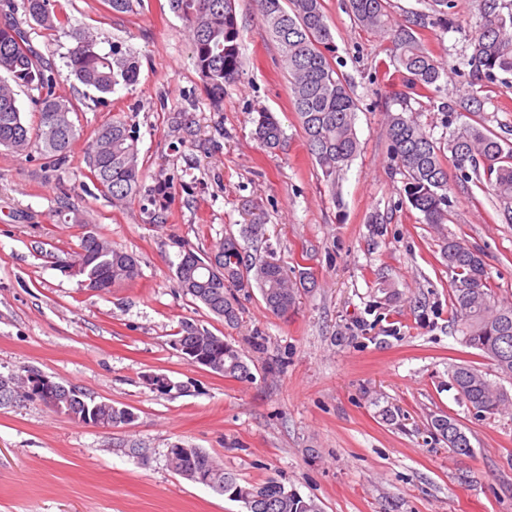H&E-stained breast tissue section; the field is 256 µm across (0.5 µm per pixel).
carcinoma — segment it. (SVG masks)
<instances>
[{
	"label": "carcinoma",
	"instance_id": "1",
	"mask_svg": "<svg viewBox=\"0 0 512 512\" xmlns=\"http://www.w3.org/2000/svg\"><path fill=\"white\" fill-rule=\"evenodd\" d=\"M170 10L185 23L191 37V52L204 89L212 102L224 99V87L233 83L242 67L240 30L234 0H168ZM484 22L474 37L468 60L479 80L498 71L512 72V13L500 11L499 0H477ZM264 31L280 50L291 75L293 105L300 119L309 153L326 181L336 185L359 151L355 129L357 103L350 84L332 63L333 40L326 21L324 0H256ZM347 11L362 27L379 36H390L394 61L410 76L413 86L428 91L438 86L442 73L424 50L416 29L420 22H392L389 0H346ZM8 13L0 22V146L29 155L37 152L43 165L54 168L62 163L77 138L71 119L75 107L56 92V75L31 43L29 31L14 19L22 10L26 20L44 31H54L66 20L54 10L52 0H21L7 3ZM76 46L67 55L69 75L105 97L121 83L133 85L139 75V61L112 47L103 54L97 37L75 34ZM37 91L32 99L39 113L36 129H31L21 112L17 88ZM255 136L268 149H276L283 130L270 112L253 118ZM387 135L392 157L403 175V193L411 207L427 224L448 221L447 164L484 183L508 223H512V146L500 136L487 134L468 122L456 126L447 146L438 145L420 124L404 111L388 113ZM88 178L112 204H124L141 194L143 171L131 125L120 117L101 124L87 153ZM262 215L250 213L249 223L241 226L245 237L263 234ZM442 258L451 273L450 304L456 331L462 342L489 359L499 381L472 365H454L450 384L468 411L486 420L512 411V392L502 384L512 383V302L492 299L483 255L466 240L456 236L443 239ZM221 254V277L212 273L210 257ZM61 268L72 263L85 266L86 273L101 278V290L138 276L136 258L112 245L94 228L80 238L78 247L59 259ZM179 288L227 325L238 321L236 294L259 290L266 309L279 317L294 311L300 290L311 280L299 270L291 275L275 252L258 262L242 254L232 235L214 245L209 253L187 250L177 265ZM178 347L193 364L211 366L226 377L246 379L250 372L239 350L232 343L187 323ZM55 407L85 424L118 426L132 419L126 408L98 401L90 393L64 384L54 395ZM437 439L448 443L456 455L473 452L471 440L453 417L442 415L431 421ZM168 464L172 471H191L208 477V487L240 502L247 512H320L315 501L303 498L297 490L270 478L262 483H239L207 452L197 448L187 455L170 448Z\"/></svg>",
	"mask_w": 512,
	"mask_h": 512
}]
</instances>
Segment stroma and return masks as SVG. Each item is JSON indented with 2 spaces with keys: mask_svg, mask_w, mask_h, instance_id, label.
I'll use <instances>...</instances> for the list:
<instances>
[{
  "mask_svg": "<svg viewBox=\"0 0 512 512\" xmlns=\"http://www.w3.org/2000/svg\"><path fill=\"white\" fill-rule=\"evenodd\" d=\"M451 2L442 15L430 0H390L394 20L422 17L420 39L445 71L431 93L412 88L389 41L357 24L343 0H324L332 62L359 106L360 151L333 187L307 150L255 0H235L243 66L217 108L167 0H137L123 14L105 0H53L68 25L31 38L58 73V94L77 107L78 138L55 169L0 146V377L32 367L134 419L104 431L36 399L0 407V512H245L170 470L177 443L208 452L238 481L277 479L321 512H512V416L474 419L449 386L453 364L494 367L452 329L441 257L443 237L465 239L485 255L494 298L512 300V224L453 169L450 221L425 224L403 196L386 132L388 112L403 109L447 141L448 110L475 96L481 107L466 121L512 139V72L474 80L468 59L483 19L476 0ZM79 29L97 34L103 51L136 55L137 83L102 101L69 78ZM260 111L285 131L279 150L254 137ZM115 115L132 126L146 188L120 207L84 175L88 144ZM160 182L168 199L156 220L147 191ZM63 196L135 255L136 279L93 292L54 262L84 232L56 215ZM252 209L265 235L242 248L257 258L274 250L314 284L285 318L266 310L259 291L238 296V323L229 326L183 294L175 270L182 250L210 251L238 234ZM386 288L396 301L384 302ZM187 322L231 342L250 379L186 361L175 342ZM152 374L170 388L150 386ZM387 406L395 420L383 418ZM439 415L458 420L472 455L431 435Z\"/></svg>",
  "mask_w": 512,
  "mask_h": 512,
  "instance_id": "obj_1",
  "label": "stroma"
}]
</instances>
